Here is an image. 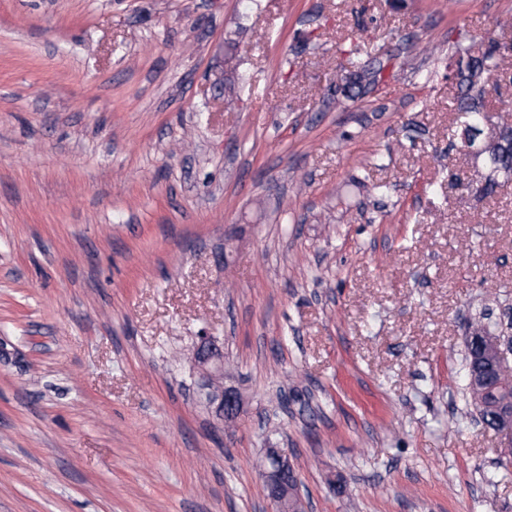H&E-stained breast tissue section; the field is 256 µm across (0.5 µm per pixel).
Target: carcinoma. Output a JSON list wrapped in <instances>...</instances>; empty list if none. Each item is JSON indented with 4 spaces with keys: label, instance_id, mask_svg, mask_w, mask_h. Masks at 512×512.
I'll return each instance as SVG.
<instances>
[{
    "label": "carcinoma",
    "instance_id": "carcinoma-1",
    "mask_svg": "<svg viewBox=\"0 0 512 512\" xmlns=\"http://www.w3.org/2000/svg\"><path fill=\"white\" fill-rule=\"evenodd\" d=\"M384 66H363L361 71L340 75L337 90L347 98H356L363 91L378 83ZM512 82V67L500 42L492 36L472 40L465 46H458L448 56V82L458 91L456 112L461 124L456 126L453 137L460 148L466 150L470 141L482 146L476 158L485 168L482 191L492 195L501 183L512 179V121L505 116L493 120L487 113V96L499 90L501 83ZM472 399L477 392L467 390ZM479 396V395H477ZM512 399V370L498 376V385L485 390L475 404L478 413L489 415L493 409Z\"/></svg>",
    "mask_w": 512,
    "mask_h": 512
}]
</instances>
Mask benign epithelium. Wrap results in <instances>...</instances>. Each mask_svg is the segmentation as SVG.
Segmentation results:
<instances>
[{"instance_id":"obj_1","label":"benign epithelium","mask_w":512,"mask_h":512,"mask_svg":"<svg viewBox=\"0 0 512 512\" xmlns=\"http://www.w3.org/2000/svg\"><path fill=\"white\" fill-rule=\"evenodd\" d=\"M466 343L477 358L487 366L500 370L512 364V340L499 334L469 332ZM192 373L197 376L200 394L206 405L222 422L237 419L244 411L239 390L224 385V342L203 330L197 336L192 357ZM480 423L500 439L502 455L512 459V405L505 402L493 418ZM266 464L262 476L268 497L277 510L286 509L281 492L297 480L288 455L281 448L266 449Z\"/></svg>"}]
</instances>
